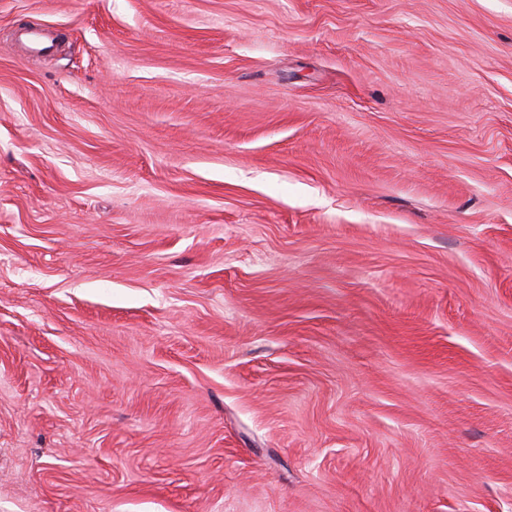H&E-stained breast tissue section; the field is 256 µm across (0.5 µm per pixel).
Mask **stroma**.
I'll return each mask as SVG.
<instances>
[{"instance_id": "35a3bbf8", "label": "stroma", "mask_w": 512, "mask_h": 512, "mask_svg": "<svg viewBox=\"0 0 512 512\" xmlns=\"http://www.w3.org/2000/svg\"><path fill=\"white\" fill-rule=\"evenodd\" d=\"M0 512H512V0H0Z\"/></svg>"}]
</instances>
